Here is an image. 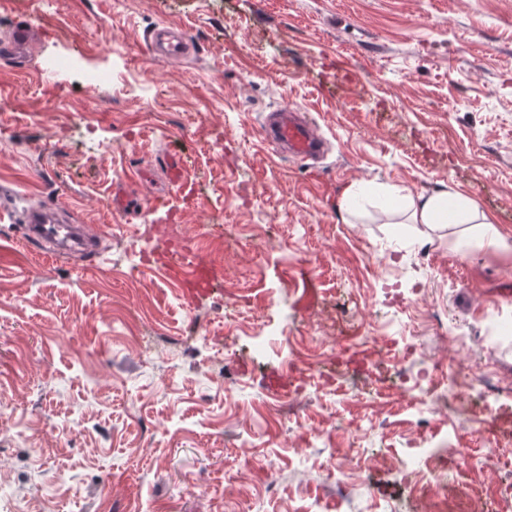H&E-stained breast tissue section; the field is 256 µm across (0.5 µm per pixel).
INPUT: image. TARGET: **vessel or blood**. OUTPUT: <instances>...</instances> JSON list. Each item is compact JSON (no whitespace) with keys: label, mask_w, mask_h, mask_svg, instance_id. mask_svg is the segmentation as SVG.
Here are the masks:
<instances>
[{"label":"vessel or blood","mask_w":512,"mask_h":512,"mask_svg":"<svg viewBox=\"0 0 512 512\" xmlns=\"http://www.w3.org/2000/svg\"><path fill=\"white\" fill-rule=\"evenodd\" d=\"M168 32V27L164 25L153 28L146 35V45L153 54L170 60L180 59L191 49V38L183 31L171 40L167 37ZM41 37V30L30 22H18L12 28L8 42L0 45V55L13 60L27 59ZM262 133L266 140L304 162L316 160L324 145V137L317 127L289 109L268 113L264 118ZM22 221L27 245L53 244L54 253L58 256L76 251L93 252L100 239L99 233L89 225L75 224L71 227L70 245H57L61 224L59 215L54 208L40 203H29ZM155 261L177 282L184 301L189 304L206 295L221 275L220 269L200 257L185 256L178 246L156 253Z\"/></svg>","instance_id":"vessel-or-blood-1"}]
</instances>
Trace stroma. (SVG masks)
<instances>
[{
    "label": "stroma",
    "mask_w": 512,
    "mask_h": 512,
    "mask_svg": "<svg viewBox=\"0 0 512 512\" xmlns=\"http://www.w3.org/2000/svg\"><path fill=\"white\" fill-rule=\"evenodd\" d=\"M21 17L49 36L25 67L0 59V194L106 246L56 260L0 220V512H481L512 484L492 421L512 400V253L464 260L458 228L343 209L353 186L449 188L512 236V0H0V38ZM159 23L188 31L189 60L146 50ZM280 107L319 126V167L263 138ZM163 241L221 288L185 304L149 258ZM390 339L415 345L390 377L347 368ZM293 351L339 363L284 419L269 382ZM438 361L499 396L449 393L422 433L398 384ZM451 432L470 456L417 499L402 459Z\"/></svg>",
    "instance_id": "stroma-1"
}]
</instances>
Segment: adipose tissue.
I'll return each instance as SVG.
<instances>
[{"mask_svg":"<svg viewBox=\"0 0 512 512\" xmlns=\"http://www.w3.org/2000/svg\"><path fill=\"white\" fill-rule=\"evenodd\" d=\"M375 207L383 209L387 204L399 202L411 223L436 228L440 225L456 226L474 224L477 243L503 252H512V237L504 235L499 227L486 216L480 215L460 194L448 190L432 196H412L389 188L374 197Z\"/></svg>","mask_w":512,"mask_h":512,"instance_id":"1","label":"adipose tissue"}]
</instances>
